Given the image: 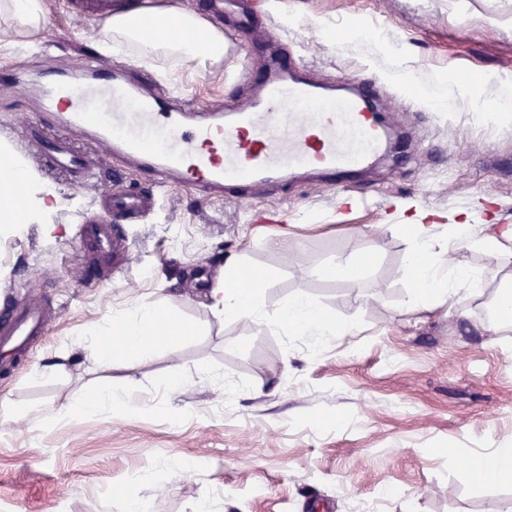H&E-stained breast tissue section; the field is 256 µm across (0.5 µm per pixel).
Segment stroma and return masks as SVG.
<instances>
[{"mask_svg":"<svg viewBox=\"0 0 512 512\" xmlns=\"http://www.w3.org/2000/svg\"><path fill=\"white\" fill-rule=\"evenodd\" d=\"M46 2L35 51L0 42V71L19 78L0 95V144L57 193L49 223L0 229V301L52 317L0 368L13 413L0 430V512H122L132 499L152 512L202 500L210 512H512V483L476 484L465 467L512 448V326L491 329L488 316L512 255L461 249L490 274L483 296L407 314L411 242L398 229L430 211L476 212L480 236L512 227V0H252L262 19L244 37L225 31L223 72L189 63L164 85L197 108L233 109L276 59L326 85L367 74L396 140L341 186L300 171L240 201L170 179L127 227L123 278L93 287L80 276L81 223L102 215L105 185L150 182L116 161L74 186L16 135L36 117L35 93L53 77L83 81L96 52L94 15ZM480 102L500 110L481 116ZM353 253L370 258L360 279L318 275ZM235 260L266 274L268 310L305 295L346 333L313 355L284 327L218 322L207 293ZM159 301L198 328L177 356L106 371L79 349L112 312ZM60 360L66 373L46 374ZM109 385L125 411L44 422ZM385 486L396 495L380 498Z\"/></svg>","mask_w":512,"mask_h":512,"instance_id":"stroma-1","label":"stroma"}]
</instances>
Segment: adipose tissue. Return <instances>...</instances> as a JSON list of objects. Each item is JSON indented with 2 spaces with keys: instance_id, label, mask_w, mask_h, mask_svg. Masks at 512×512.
I'll list each match as a JSON object with an SVG mask.
<instances>
[{
  "instance_id": "adipose-tissue-1",
  "label": "adipose tissue",
  "mask_w": 512,
  "mask_h": 512,
  "mask_svg": "<svg viewBox=\"0 0 512 512\" xmlns=\"http://www.w3.org/2000/svg\"><path fill=\"white\" fill-rule=\"evenodd\" d=\"M46 22L44 0H0V31L9 33L15 46L31 47L32 36ZM97 41L100 58L111 62L123 56L140 65L154 67L164 74L170 68L192 63L204 68L224 60V30L206 16L180 6L177 0L153 10L123 0L122 4L101 19ZM25 198L24 209H17L18 198ZM56 193L43 183L25 160L13 157L7 178H0V215L14 224L46 222L54 209ZM473 214L449 225L448 240L437 243L430 224H407L403 230L412 242L405 260L412 288L405 303L406 310L420 311L459 297L482 295L486 280L483 269L460 260L457 245L468 248L512 251V228L501 234L479 238L469 236ZM237 273L218 281L210 288L206 306L216 319H244L264 325L266 312L258 289L237 288ZM278 324L296 335L319 344L337 336L341 328L314 300L305 295L293 297L275 313ZM105 334L118 342L111 353H103L96 338L84 339L83 347L100 366L112 367L117 358L144 360L159 348L176 352L181 340L195 335L194 325L173 319L159 306H143L130 312L113 314L104 326ZM472 480L478 484L512 482V448L494 449L488 456L468 463Z\"/></svg>"
}]
</instances>
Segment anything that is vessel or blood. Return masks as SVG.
Segmentation results:
<instances>
[{
  "label": "vessel or blood",
  "mask_w": 512,
  "mask_h": 512,
  "mask_svg": "<svg viewBox=\"0 0 512 512\" xmlns=\"http://www.w3.org/2000/svg\"><path fill=\"white\" fill-rule=\"evenodd\" d=\"M260 88L239 110L215 106L195 114L160 84L116 66L97 81L75 86L50 80L43 91L40 122L21 126L22 141L43 147L51 170L74 185L93 176L88 151L73 138L90 130V145L151 174L178 177L205 193L227 187L279 182L300 168L329 175L333 183L373 166L390 144V131L372 103L371 78L349 94L327 95L315 82L293 77L286 67L264 73ZM108 220L86 219L80 250L102 263L87 282L117 272L128 252L121 226L155 204L153 194L105 188ZM50 323L38 304L0 306V356L21 352L45 335Z\"/></svg>",
  "instance_id": "obj_1"
}]
</instances>
